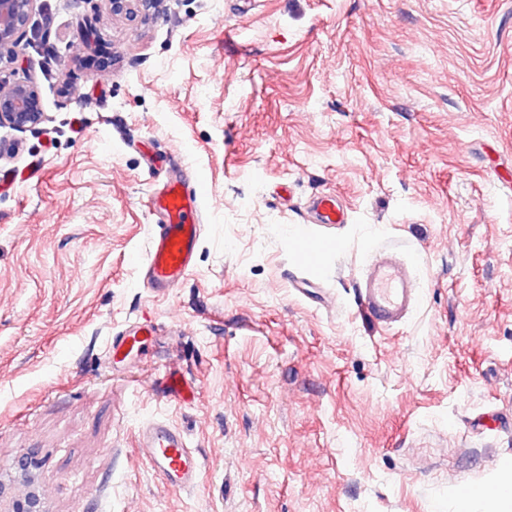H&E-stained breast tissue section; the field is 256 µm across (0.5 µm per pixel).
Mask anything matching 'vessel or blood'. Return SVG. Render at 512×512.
I'll list each match as a JSON object with an SVG mask.
<instances>
[{"instance_id":"b4317fda","label":"vessel or blood","mask_w":512,"mask_h":512,"mask_svg":"<svg viewBox=\"0 0 512 512\" xmlns=\"http://www.w3.org/2000/svg\"><path fill=\"white\" fill-rule=\"evenodd\" d=\"M202 187L198 180L167 181L151 198L149 208L166 215L167 221L152 229L145 259L149 287L168 290L179 287L193 267L203 224L200 207ZM312 223H342L344 210L335 195L314 197L310 204ZM413 260L384 244L375 247L367 270L357 286L363 311L376 323L390 327L401 323L422 296L412 276ZM154 333L143 322L112 339L113 352L138 346L141 337ZM137 450L155 474L175 490H189L199 481L201 464L185 436L172 424L155 420L137 432Z\"/></svg>"}]
</instances>
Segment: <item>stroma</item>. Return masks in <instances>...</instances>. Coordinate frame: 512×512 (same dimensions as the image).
<instances>
[{"label": "stroma", "mask_w": 512, "mask_h": 512, "mask_svg": "<svg viewBox=\"0 0 512 512\" xmlns=\"http://www.w3.org/2000/svg\"><path fill=\"white\" fill-rule=\"evenodd\" d=\"M92 20V47L81 25ZM45 112L0 127V486L45 512H456L512 465V0H38ZM201 177L191 274L143 282L147 201ZM339 197L320 252L314 195ZM416 260V311L356 302L369 252ZM148 321L141 350L113 335ZM182 383L168 390L169 378ZM163 418L196 488L136 450ZM114 15H135L153 8L158 0H104ZM34 465L33 458L22 456L18 460V468L25 478L28 491L23 496H11L3 498L0 488V511L1 512H43L42 500L34 485V478L30 474V467Z\"/></svg>", "instance_id": "stroma-1"}]
</instances>
